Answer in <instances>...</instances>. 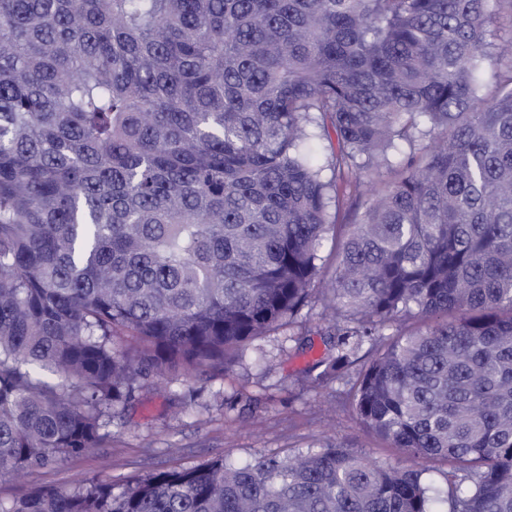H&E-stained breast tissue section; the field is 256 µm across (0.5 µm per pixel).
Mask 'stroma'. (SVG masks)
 Here are the masks:
<instances>
[{"label":"stroma","mask_w":512,"mask_h":512,"mask_svg":"<svg viewBox=\"0 0 512 512\" xmlns=\"http://www.w3.org/2000/svg\"><path fill=\"white\" fill-rule=\"evenodd\" d=\"M335 269V252L323 247L314 282L318 296L292 326L256 340L224 372L180 368L145 381L139 402L113 420L103 447L21 477H0V501L38 488L72 491L98 481L121 488L159 469L220 458L244 462L263 452L293 454L336 440L370 459L395 461V450L356 417L345 379L316 389L301 382L307 365L326 349L331 322L323 290Z\"/></svg>","instance_id":"stroma-1"}]
</instances>
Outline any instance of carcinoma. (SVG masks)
Wrapping results in <instances>:
<instances>
[{
    "instance_id": "obj_1",
    "label": "carcinoma",
    "mask_w": 512,
    "mask_h": 512,
    "mask_svg": "<svg viewBox=\"0 0 512 512\" xmlns=\"http://www.w3.org/2000/svg\"><path fill=\"white\" fill-rule=\"evenodd\" d=\"M331 229L305 381L353 374L402 464L331 441L0 512H512V0H0L1 475L293 320Z\"/></svg>"
}]
</instances>
